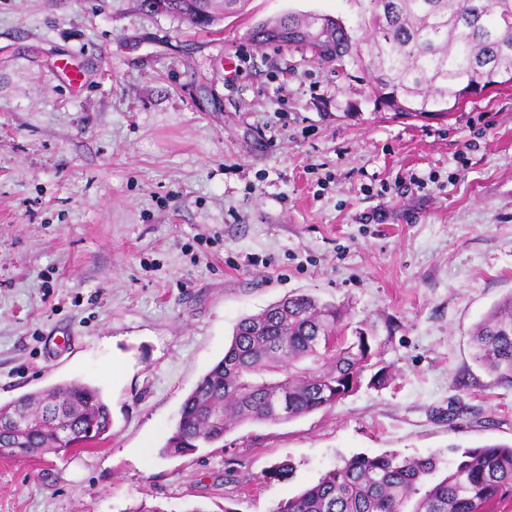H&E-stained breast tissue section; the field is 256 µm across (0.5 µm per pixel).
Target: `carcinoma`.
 <instances>
[{
	"label": "carcinoma",
	"mask_w": 512,
	"mask_h": 512,
	"mask_svg": "<svg viewBox=\"0 0 512 512\" xmlns=\"http://www.w3.org/2000/svg\"><path fill=\"white\" fill-rule=\"evenodd\" d=\"M213 0H168L167 13L199 27L215 21ZM361 40L325 15L288 14L251 31L258 45L297 47L321 39L318 61H350L374 73L376 110L448 117L471 96L512 82V0H368ZM372 338L348 311L291 295L242 318L219 360L182 404L163 452L188 454L224 440L236 424L280 423L330 407L353 391L374 355ZM475 361L512 383V294L471 332ZM99 388L73 381L0 406V457L68 453L111 428ZM66 429L68 445L57 444ZM512 492V446L466 448L451 463L433 455L355 456L273 512H496Z\"/></svg>",
	"instance_id": "cac0c4a2"
}]
</instances>
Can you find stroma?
I'll list each match as a JSON object with an SVG mask.
<instances>
[{"label":"stroma","mask_w":512,"mask_h":512,"mask_svg":"<svg viewBox=\"0 0 512 512\" xmlns=\"http://www.w3.org/2000/svg\"><path fill=\"white\" fill-rule=\"evenodd\" d=\"M368 6L247 0L200 30L0 0V406L81 380L112 414L69 455L0 458V512H273L357 454L512 444V384L470 342L512 294V87L397 118L371 72L250 39L288 14L357 31ZM300 293L345 305L388 381L161 455L238 321Z\"/></svg>","instance_id":"1"}]
</instances>
